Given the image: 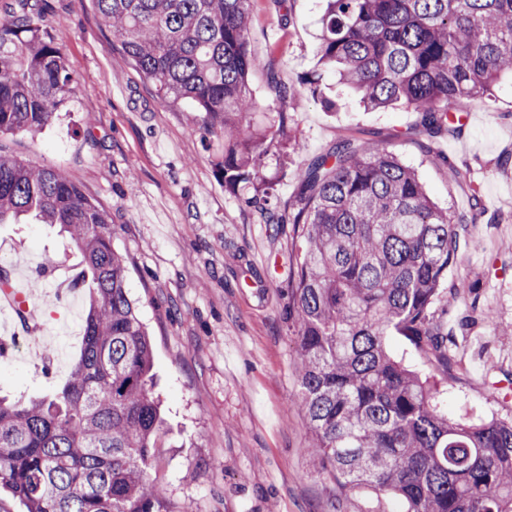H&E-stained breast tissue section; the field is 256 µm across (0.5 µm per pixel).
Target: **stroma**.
I'll return each mask as SVG.
<instances>
[{"mask_svg":"<svg viewBox=\"0 0 512 512\" xmlns=\"http://www.w3.org/2000/svg\"><path fill=\"white\" fill-rule=\"evenodd\" d=\"M46 9L71 91L40 135L0 138V152L57 170L111 215L128 295L151 340L164 421L151 477L169 512H400L397 498L343 489L315 468L309 425L294 403L289 305L302 243L273 232L266 217L282 213L307 165L342 140L386 146L435 203L468 218V235L480 241L461 247L448 270L475 287L448 314L458 338L449 370L394 333L388 350L446 391L449 412L512 417V339L493 332L512 325L511 78L486 106L456 101L455 130L431 136L405 105L366 108L331 77L311 90L323 0H252L249 114L268 125L279 107L274 84L294 86L288 128L299 147L274 141L262 167L269 195L251 203L216 170L223 137L205 136L190 103L158 100L90 0H46ZM452 165L462 171L455 181ZM49 251L62 269L45 267ZM1 255L7 270L39 283L38 336H9L0 347V395L25 401L67 381L88 299L73 285L77 250L48 225L0 224Z\"/></svg>","mask_w":512,"mask_h":512,"instance_id":"obj_1","label":"stroma"}]
</instances>
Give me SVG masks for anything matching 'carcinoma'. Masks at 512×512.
Returning <instances> with one entry per match:
<instances>
[{"label":"carcinoma","instance_id":"obj_1","mask_svg":"<svg viewBox=\"0 0 512 512\" xmlns=\"http://www.w3.org/2000/svg\"><path fill=\"white\" fill-rule=\"evenodd\" d=\"M43 2L13 0L0 20V137L37 136L70 92ZM250 3L94 0L161 103L190 102L224 137V186L256 202L265 144L286 134L294 91L278 88L263 133L246 127ZM317 55L366 107L404 104L438 134L449 101L478 105L512 75V0H327ZM27 223L59 228L79 251L74 286L89 309L60 390L0 397V490L26 512H169L149 473L163 427L152 346L110 213L56 170L0 153V224ZM267 223L292 225L304 244L289 314L313 461L346 489L395 496L404 512H512V418H449L438 385L386 348L395 332L448 370V308L470 291L448 269L468 220L437 206L387 147L345 141L308 165L288 216Z\"/></svg>","mask_w":512,"mask_h":512}]
</instances>
